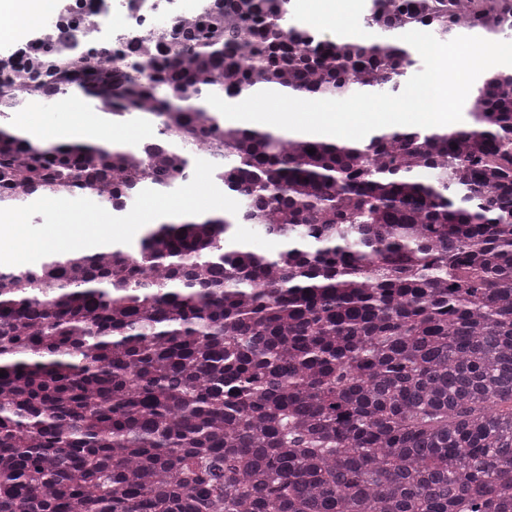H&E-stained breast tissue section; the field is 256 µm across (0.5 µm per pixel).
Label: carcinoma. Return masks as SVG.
Masks as SVG:
<instances>
[{"instance_id": "1", "label": "carcinoma", "mask_w": 512, "mask_h": 512, "mask_svg": "<svg viewBox=\"0 0 512 512\" xmlns=\"http://www.w3.org/2000/svg\"><path fill=\"white\" fill-rule=\"evenodd\" d=\"M287 3L207 0L116 65L81 39L0 73V114L77 84L155 128L107 147L0 125V202L121 210L198 158L240 202L0 270V512H512V67L469 124L365 142L226 127L206 101L395 92L400 35L509 34L512 0H372L366 43ZM305 1L306 0H289L288 16L291 22L311 28L320 34L330 36L328 29L322 26L324 24L322 19L316 18L315 16L308 17L306 15ZM238 236L240 240H244L250 245L266 251H276L280 247V242L277 239L259 233L256 228H252L247 224L239 226Z\"/></svg>"}]
</instances>
